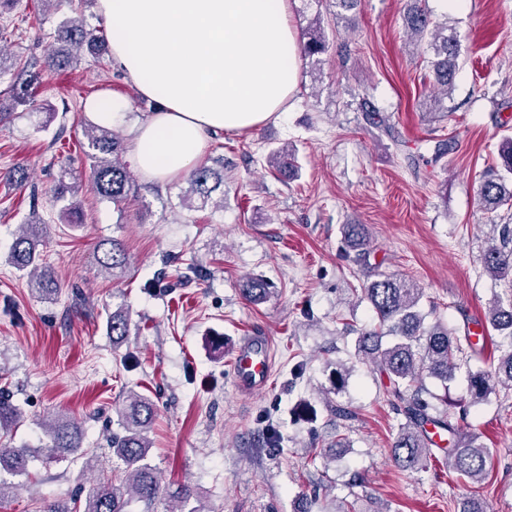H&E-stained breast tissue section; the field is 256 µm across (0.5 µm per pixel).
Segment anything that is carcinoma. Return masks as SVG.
Here are the masks:
<instances>
[{
  "label": "carcinoma",
  "instance_id": "obj_1",
  "mask_svg": "<svg viewBox=\"0 0 512 512\" xmlns=\"http://www.w3.org/2000/svg\"><path fill=\"white\" fill-rule=\"evenodd\" d=\"M425 0H406L404 20L407 35L421 56L428 57L432 90L428 95L439 111H446L443 97L454 85L458 72V45L448 35V24L434 20ZM56 47L44 57L43 68L56 71L73 65L84 51H89L103 63L101 54L103 39L86 24L73 18L62 20L54 32ZM329 51L322 19L313 18L303 34L301 57L311 72L321 70L323 55ZM28 62L10 53L0 45V77L26 71ZM362 111L369 124L389 132L390 126L369 102L362 104ZM88 138L90 180L88 184L75 179L61 170L54 199L62 203L60 216L69 224L78 223L81 202L78 195L88 188L99 200L111 203L115 208L123 207L134 194L135 180L126 164L121 160L125 152L123 138L113 130L99 126L91 120L84 121ZM499 156L501 164L490 168L482 178L477 190L479 207L493 211L512 201V139H503ZM269 167L278 171L295 172L296 151L286 145L273 148L267 155ZM182 203L189 208H204L212 202L214 194L224 192V172L211 166H198L185 176ZM46 225L32 215L22 225L8 254V263L16 270L31 274L32 291L40 296L58 292L52 269L43 262L36 247L41 242ZM498 237L491 238L480 257L482 269L495 278H504L512 273V226L491 225ZM344 242L355 252L357 261L368 265L371 254L368 228L364 224L343 225ZM100 256L97 262L106 271L117 277V271L128 265V256L117 239L102 240L97 245ZM241 292L252 302L270 298L273 289L263 279L247 278L241 283ZM364 299L368 301L377 324L371 328L357 330L356 351L362 360L373 365L380 377L387 380L386 394L396 414L403 416L391 448L394 463L403 471H422L428 461L435 458L433 435L448 433V442L454 447L446 449V463L452 470L473 482L484 480L489 459L488 449L477 446L467 437L459 422L464 420L469 409L489 400L496 388L512 389V289L503 298L494 295L485 319L486 329L497 332L501 340L492 336H476L470 329L458 334L454 328L440 319L426 323L428 314L421 310L422 289L404 276L372 270L362 287ZM107 330L112 343L120 344L130 333L131 317L127 310L119 308L107 318ZM498 352L493 361V371L472 369L473 357L484 354L487 345ZM466 369L468 398L454 404L459 409V421H451L448 412L441 411L434 401L448 402V394L438 396L426 385V379L439 381L448 388V381L457 372ZM155 416V405L145 396L129 391L118 409L120 431L112 433L110 443L113 456L124 465L125 481L100 482L86 495L82 512H132L136 502L150 504L162 492L156 468L148 461L151 442L147 436ZM22 418L21 410L13 404L10 395L0 390V436L13 432ZM50 436L46 456L56 460L74 453L83 437L81 423L65 414L56 413L45 423ZM30 450L22 448H0V469L14 474L27 471ZM181 503L180 512H209L200 499L193 498L191 490L181 488L171 494Z\"/></svg>",
  "mask_w": 512,
  "mask_h": 512
}]
</instances>
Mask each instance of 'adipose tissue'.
Wrapping results in <instances>:
<instances>
[{"instance_id":"obj_1","label":"adipose tissue","mask_w":512,"mask_h":512,"mask_svg":"<svg viewBox=\"0 0 512 512\" xmlns=\"http://www.w3.org/2000/svg\"><path fill=\"white\" fill-rule=\"evenodd\" d=\"M289 0H98L113 67L156 112L132 130L148 180L199 166L214 135L280 118L298 87Z\"/></svg>"}]
</instances>
